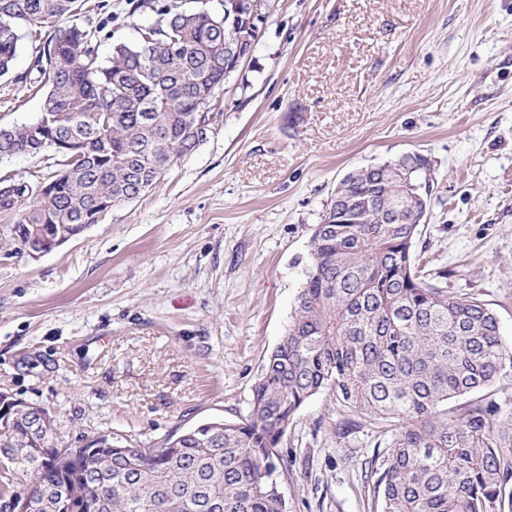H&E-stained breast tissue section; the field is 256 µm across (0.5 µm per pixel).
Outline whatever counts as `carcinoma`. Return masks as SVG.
I'll return each instance as SVG.
<instances>
[{
    "instance_id": "carcinoma-1",
    "label": "carcinoma",
    "mask_w": 512,
    "mask_h": 512,
    "mask_svg": "<svg viewBox=\"0 0 512 512\" xmlns=\"http://www.w3.org/2000/svg\"><path fill=\"white\" fill-rule=\"evenodd\" d=\"M157 18L133 43L99 58L94 34L74 22L79 0H0V77L24 39L29 73L44 91L43 150L59 169L55 192L0 177V243L27 250L34 233L77 231L90 207L132 201L133 177L151 188L194 137L197 101L235 72L224 41L262 24L231 29L224 16L177 0H143ZM50 29L42 36V29ZM29 125L0 130V158L31 144ZM430 160L407 154L346 174L313 228L311 263L288 330L263 365L250 415L203 422L158 445L96 439L92 452L62 449L53 420L35 428L18 401L0 416V499L33 493V512H283L271 479L276 448L299 408L330 391L356 413L396 426L375 480L382 512H512V417L479 393L512 378V345L495 312L476 297L444 289L447 271L412 258L418 233L410 194L428 201ZM477 395L460 415L441 416L453 398Z\"/></svg>"
}]
</instances>
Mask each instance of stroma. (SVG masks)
I'll return each mask as SVG.
<instances>
[{
  "label": "stroma",
  "instance_id": "1",
  "mask_svg": "<svg viewBox=\"0 0 512 512\" xmlns=\"http://www.w3.org/2000/svg\"><path fill=\"white\" fill-rule=\"evenodd\" d=\"M83 0L101 57L153 13ZM23 44L0 125L41 110ZM206 139L136 200L34 259L0 253V393L48 410L61 442L137 447L252 407L345 174L431 163L412 252L450 295L492 308L512 342V0H271ZM306 401L273 473L287 512H380L371 474L393 427Z\"/></svg>",
  "mask_w": 512,
  "mask_h": 512
}]
</instances>
